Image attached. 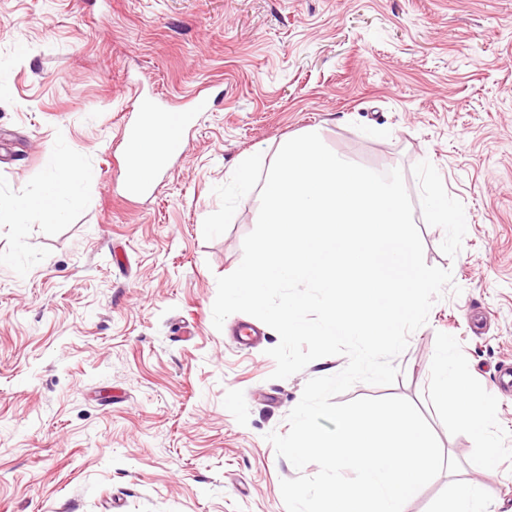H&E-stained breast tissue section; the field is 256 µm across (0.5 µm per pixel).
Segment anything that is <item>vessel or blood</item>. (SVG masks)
Returning a JSON list of instances; mask_svg holds the SVG:
<instances>
[{
	"mask_svg": "<svg viewBox=\"0 0 512 512\" xmlns=\"http://www.w3.org/2000/svg\"><path fill=\"white\" fill-rule=\"evenodd\" d=\"M143 90V83L135 84L134 93L140 96L143 110L136 113L121 132L123 191L132 199L154 195L153 181L141 179L140 171L148 166L158 173L165 170L174 159L180 158L187 149V133L194 131L200 114L209 111L211 100L210 93L200 88L178 102L144 96ZM153 129L161 132L163 145L159 155L149 157L141 151L140 145Z\"/></svg>",
	"mask_w": 512,
	"mask_h": 512,
	"instance_id": "1",
	"label": "vessel or blood"
}]
</instances>
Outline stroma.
I'll use <instances>...</instances> for the list:
<instances>
[{"label":"stroma","mask_w":512,"mask_h":512,"mask_svg":"<svg viewBox=\"0 0 512 512\" xmlns=\"http://www.w3.org/2000/svg\"><path fill=\"white\" fill-rule=\"evenodd\" d=\"M140 80L219 97L147 201L117 173ZM312 129L350 162L402 170L424 259L461 289L410 334L393 384L336 402L407 399L460 462L405 512H443L461 481L512 512V392L497 387L512 368V0H0V512H286L281 480L317 474L266 435L346 357L276 379L275 330L245 347L233 330L255 317L212 322L267 163ZM65 154L93 177L63 221L18 216ZM252 154L266 165L245 182ZM433 189L463 234L432 223ZM447 347L493 410L488 481L438 399Z\"/></svg>","instance_id":"35a3bbf8"}]
</instances>
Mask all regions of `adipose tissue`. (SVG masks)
<instances>
[{
	"instance_id": "1",
	"label": "adipose tissue",
	"mask_w": 512,
	"mask_h": 512,
	"mask_svg": "<svg viewBox=\"0 0 512 512\" xmlns=\"http://www.w3.org/2000/svg\"><path fill=\"white\" fill-rule=\"evenodd\" d=\"M59 169L63 174L62 179L54 181L49 192L40 200L33 203L27 201L19 203V210L25 211L34 207L39 209L46 219L59 220V197L65 196L72 184L88 177L87 171L74 156L61 157ZM437 384L439 399L452 411L458 429L471 435L480 447L485 448V464L489 467L494 466L500 448L486 432L490 412L485 395L455 369L451 352L447 351L443 354Z\"/></svg>"
}]
</instances>
